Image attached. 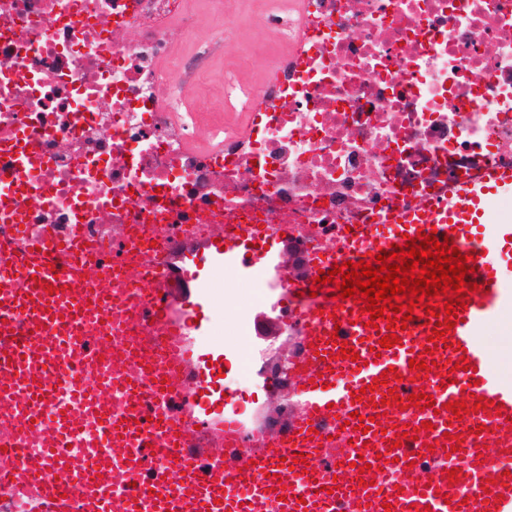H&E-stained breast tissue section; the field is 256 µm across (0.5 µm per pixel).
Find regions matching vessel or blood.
Returning a JSON list of instances; mask_svg holds the SVG:
<instances>
[{
    "instance_id": "b4317fda",
    "label": "vessel or blood",
    "mask_w": 512,
    "mask_h": 512,
    "mask_svg": "<svg viewBox=\"0 0 512 512\" xmlns=\"http://www.w3.org/2000/svg\"><path fill=\"white\" fill-rule=\"evenodd\" d=\"M508 195L512 168L495 166L479 180L456 185L449 201L351 232V244H369L374 256L407 235L434 231L448 236L460 252L474 255L475 271L468 279L482 289L459 311L460 321L448 336L450 345L438 348L435 371L427 375L410 369L409 361L422 359L435 317L416 310L401 342L382 349L378 342L388 333L387 321L367 327V315L354 314L349 299L335 308V284L302 286V293L313 290L319 297L315 307L303 312L307 340L314 345L300 375L305 412L293 421L287 440L270 443L253 463L241 467L210 462L189 444L177 416L160 415L158 403L178 396L172 378L184 358L156 361L148 381L133 369L113 370L110 355L123 339L108 337L97 323L103 315L120 318L124 299L84 277L78 284H64L51 270L55 256L41 248L23 261L34 288L23 293L0 288V402L7 403L19 421L13 436L0 434V447L6 448L11 462V485L35 484L46 512H141L140 496L149 488L156 492L152 512H512V382L499 378L481 339L486 322L512 311V254L504 250L512 242V225L483 221L489 204ZM48 284L56 286V293L45 292ZM142 307L153 321L166 322L167 335L177 334V327L167 322L165 297L150 294ZM346 344L353 346L358 360L341 358ZM324 351L329 354L325 361L320 358ZM462 358L468 359L469 370H452V363ZM391 368L398 370V377L376 385V377ZM449 373L454 383L443 384V375ZM116 376L126 380L135 398L123 417L113 415L97 398L100 386L111 384ZM315 377L322 379V386L312 385ZM367 385L372 394H362ZM392 387L404 398L423 389L433 396L434 405L424 410L385 407L381 400ZM472 395L490 400V407L459 421L445 410V403ZM353 412L376 415L380 421L364 433L349 424ZM90 416L98 418L107 446L96 465L87 467L81 460L66 459L62 450L67 437L80 431ZM325 420L342 427L348 442L328 469L320 465L322 450L308 432L310 425ZM424 421L431 422V429H421ZM404 425L419 428L417 440H398L396 430ZM449 433L457 436L459 451L447 448ZM34 435L43 439L42 454L31 462L24 445ZM430 445L435 448L431 455L426 452ZM483 445L488 448L484 454L479 451ZM300 454L305 457L301 463L296 460ZM424 454L435 468L431 481L375 482L382 460L395 458L405 465ZM360 458L368 465L361 480L337 483L336 474ZM68 467L85 475L82 496L67 492L62 474ZM454 468L460 481L452 486L447 472ZM279 470L300 473L311 491L302 497L294 487L279 488ZM114 479L133 490L128 500L111 507L107 489Z\"/></svg>"
}]
</instances>
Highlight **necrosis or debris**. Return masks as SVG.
<instances>
[{
    "label": "necrosis or debris",
    "mask_w": 512,
    "mask_h": 512,
    "mask_svg": "<svg viewBox=\"0 0 512 512\" xmlns=\"http://www.w3.org/2000/svg\"><path fill=\"white\" fill-rule=\"evenodd\" d=\"M255 25L268 42L243 41ZM188 87L224 107H184ZM493 166L512 167V0H0V241L137 263L135 288L220 230L279 314V236L359 261L348 227ZM112 333L138 337L140 367L165 352L140 317ZM228 420L256 451L273 429L255 401Z\"/></svg>",
    "instance_id": "obj_1"
}]
</instances>
